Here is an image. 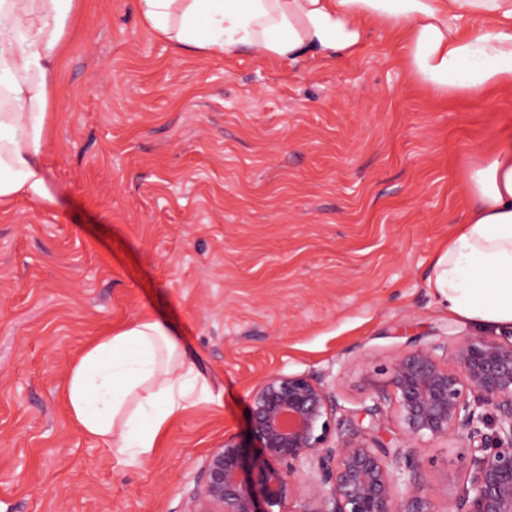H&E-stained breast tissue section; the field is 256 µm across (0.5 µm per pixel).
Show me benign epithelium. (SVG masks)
<instances>
[{"mask_svg":"<svg viewBox=\"0 0 512 512\" xmlns=\"http://www.w3.org/2000/svg\"><path fill=\"white\" fill-rule=\"evenodd\" d=\"M388 412L395 445L378 436ZM250 432L259 456L225 438L183 512H512V340H414L356 411L322 376L272 372L251 394ZM451 437L473 444L453 504L413 453Z\"/></svg>","mask_w":512,"mask_h":512,"instance_id":"benign-epithelium-1","label":"benign epithelium"}]
</instances>
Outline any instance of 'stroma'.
<instances>
[{
	"mask_svg": "<svg viewBox=\"0 0 512 512\" xmlns=\"http://www.w3.org/2000/svg\"><path fill=\"white\" fill-rule=\"evenodd\" d=\"M65 40L54 201L0 208V512H182L206 455L246 440L270 372L326 376L355 409L410 341L475 332L428 279L464 220L462 173L512 140V89L415 88L380 31L341 61L187 56L134 0H75ZM145 309L222 401L133 460L76 429L61 386ZM470 456L415 450L452 498Z\"/></svg>",
	"mask_w": 512,
	"mask_h": 512,
	"instance_id": "35a3bbf8",
	"label": "stroma"
}]
</instances>
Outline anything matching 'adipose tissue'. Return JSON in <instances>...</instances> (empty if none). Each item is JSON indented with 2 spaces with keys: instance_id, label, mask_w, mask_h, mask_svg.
<instances>
[{
  "instance_id": "1",
  "label": "adipose tissue",
  "mask_w": 512,
  "mask_h": 512,
  "mask_svg": "<svg viewBox=\"0 0 512 512\" xmlns=\"http://www.w3.org/2000/svg\"><path fill=\"white\" fill-rule=\"evenodd\" d=\"M74 0H0V205L51 202L44 152ZM141 22L196 55L249 48L274 61L357 56L391 32L414 85L448 99L512 85V0H135ZM484 19L472 32L470 20ZM464 223L434 264L450 314L512 325V146L463 177ZM63 396L74 425L115 454L147 458L171 421L214 392L176 331L151 311L110 329L72 362Z\"/></svg>"
}]
</instances>
